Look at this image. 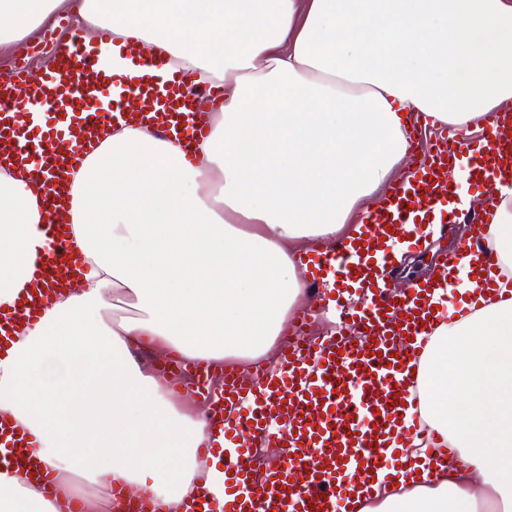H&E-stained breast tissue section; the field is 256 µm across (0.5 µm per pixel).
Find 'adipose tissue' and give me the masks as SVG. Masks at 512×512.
<instances>
[{
    "mask_svg": "<svg viewBox=\"0 0 512 512\" xmlns=\"http://www.w3.org/2000/svg\"><path fill=\"white\" fill-rule=\"evenodd\" d=\"M63 0H0L32 35ZM89 30L161 50L222 88L198 161L145 129L106 130L75 174L84 284L0 357V414L56 482L0 471V512H110L129 489L183 512L197 483L224 496V433L207 430L134 347L212 365L255 361L308 297L295 258L358 232L407 168L409 117L466 131L512 101V0H85ZM41 202L0 171V307L46 246ZM494 298L425 340L421 426L447 466L414 485L377 470L361 512H512V182L493 202Z\"/></svg>",
    "mask_w": 512,
    "mask_h": 512,
    "instance_id": "1",
    "label": "adipose tissue"
}]
</instances>
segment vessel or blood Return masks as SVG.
Wrapping results in <instances>:
<instances>
[{
  "instance_id": "b4317fda",
  "label": "vessel or blood",
  "mask_w": 512,
  "mask_h": 512,
  "mask_svg": "<svg viewBox=\"0 0 512 512\" xmlns=\"http://www.w3.org/2000/svg\"><path fill=\"white\" fill-rule=\"evenodd\" d=\"M49 48L56 68L17 66L12 80L0 82V168L39 186L48 242L31 288L0 311V350L17 323L39 318L80 270L67 232V175L101 131L145 126L177 138L188 157L208 134V114L196 111L187 93L190 73H168L160 53L127 41L120 52L134 71L128 77L113 74L78 37L52 39ZM458 163L494 197L497 184L512 177V105L493 115L480 137L456 133L416 160L411 175L366 212L357 237L301 256L315 303L295 317L274 364L218 371L164 362L162 374L186 382L208 424L224 429L226 497L220 502L197 488L194 512H357L353 490L366 486L372 469L403 470L404 452L420 435L403 421L404 410L420 401L417 341L431 334L439 309L435 286L413 282L393 295L383 269L393 243L418 235L451 204L456 189L448 171ZM470 222V236L435 263L465 270L475 301L496 292L500 273L475 257L491 234L487 215ZM330 310L335 333L315 335L317 318ZM0 445L9 462L42 475L30 439L12 423L0 421ZM261 445L280 449L279 461L258 465Z\"/></svg>"
}]
</instances>
